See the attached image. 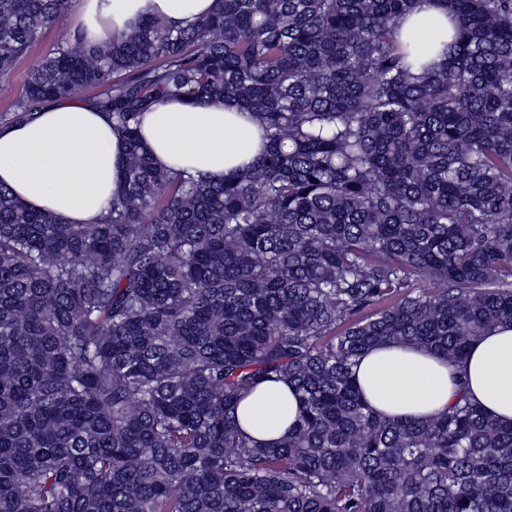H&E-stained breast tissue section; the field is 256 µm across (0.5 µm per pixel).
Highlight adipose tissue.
Returning <instances> with one entry per match:
<instances>
[{"instance_id": "obj_1", "label": "adipose tissue", "mask_w": 512, "mask_h": 512, "mask_svg": "<svg viewBox=\"0 0 512 512\" xmlns=\"http://www.w3.org/2000/svg\"><path fill=\"white\" fill-rule=\"evenodd\" d=\"M216 0H79L76 29L92 43L119 37L144 17L185 26L212 12ZM441 0H419L401 23L403 36L426 47L447 40ZM139 133L157 163L221 181L258 157L263 131L234 106H190L161 99L139 117ZM124 142L112 119L93 105L54 100L33 115L0 126V184L62 224H94L117 189ZM357 383L369 405L388 417L424 419L447 410L461 374L470 398L512 422V327L483 336L461 367L417 346L380 344L358 359ZM298 402L288 385L267 381L240 403L249 436L272 444L288 434Z\"/></svg>"}]
</instances>
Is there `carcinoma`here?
<instances>
[{
	"label": "carcinoma",
	"instance_id": "carcinoma-1",
	"mask_svg": "<svg viewBox=\"0 0 512 512\" xmlns=\"http://www.w3.org/2000/svg\"><path fill=\"white\" fill-rule=\"evenodd\" d=\"M70 0H0V77ZM444 60L401 40L416 0H217L91 45L59 30L14 102L105 86L125 142L97 224L0 185V512H512V425L473 403L386 417L353 367L380 343L459 365L512 325V0H441ZM161 97L232 103L261 156L214 183L156 164ZM281 380L293 430L242 399ZM298 411V402L291 387L283 382L266 381L240 403V427L253 439L273 444L288 435Z\"/></svg>",
	"mask_w": 512,
	"mask_h": 512
}]
</instances>
